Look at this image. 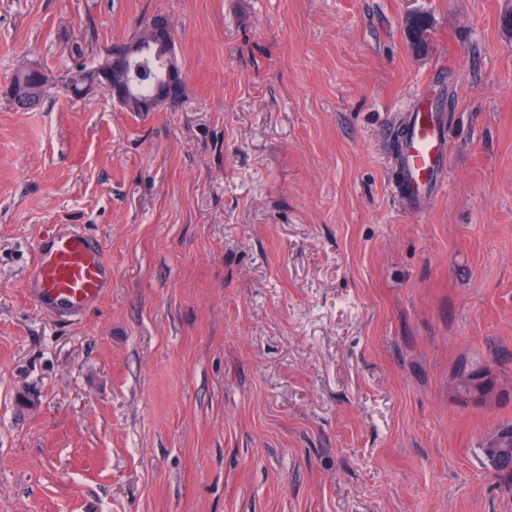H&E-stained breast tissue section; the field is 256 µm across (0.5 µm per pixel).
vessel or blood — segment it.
<instances>
[{"label":"vessel or blood","mask_w":512,"mask_h":512,"mask_svg":"<svg viewBox=\"0 0 512 512\" xmlns=\"http://www.w3.org/2000/svg\"><path fill=\"white\" fill-rule=\"evenodd\" d=\"M447 160L443 114L426 93H419L399 139L398 174L411 205L421 206L438 186ZM33 271L28 286L38 307L62 317L85 313L112 286V268L103 258L101 244L74 230H57L42 241Z\"/></svg>","instance_id":"vessel-or-blood-1"}]
</instances>
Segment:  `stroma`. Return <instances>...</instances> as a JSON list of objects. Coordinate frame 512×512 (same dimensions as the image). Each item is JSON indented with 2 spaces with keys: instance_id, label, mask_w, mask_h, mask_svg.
<instances>
[{
  "instance_id": "stroma-1",
  "label": "stroma",
  "mask_w": 512,
  "mask_h": 512,
  "mask_svg": "<svg viewBox=\"0 0 512 512\" xmlns=\"http://www.w3.org/2000/svg\"><path fill=\"white\" fill-rule=\"evenodd\" d=\"M512 0H0V512H512ZM429 17L423 51L405 17ZM168 16L187 96L51 89ZM448 116L421 207L396 139ZM98 239L112 289L39 309L37 246ZM489 367L500 399L457 391ZM39 71L42 75L41 83L38 86H28L26 84V76L30 71ZM52 80L49 75L34 65H25L21 67L9 88V93L14 103L23 111H30L37 109L43 100L48 87L51 85ZM495 433H500V442L493 472L501 478L512 480V423L500 424L491 432Z\"/></svg>"
}]
</instances>
